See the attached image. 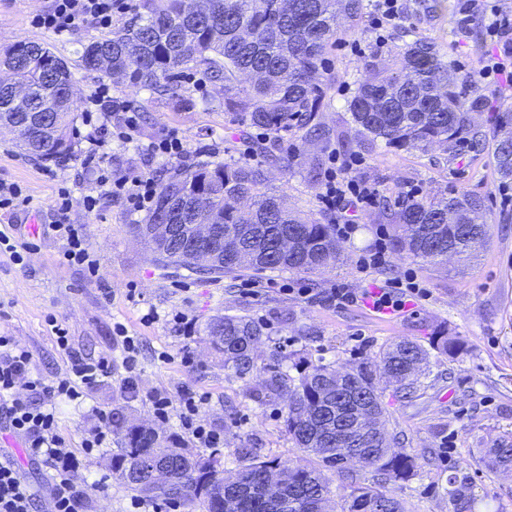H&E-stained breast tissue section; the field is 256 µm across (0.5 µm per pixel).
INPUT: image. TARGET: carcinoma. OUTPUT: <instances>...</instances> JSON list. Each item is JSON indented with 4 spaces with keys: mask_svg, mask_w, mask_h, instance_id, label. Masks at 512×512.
Returning <instances> with one entry per match:
<instances>
[{
    "mask_svg": "<svg viewBox=\"0 0 512 512\" xmlns=\"http://www.w3.org/2000/svg\"><path fill=\"white\" fill-rule=\"evenodd\" d=\"M364 0H142L135 18L83 47L86 68L125 79L161 97H177L178 78L185 70L203 67L224 81V113L264 130L276 142L281 133L323 136L322 112L329 108L319 75L327 71L328 55L345 26L363 16ZM106 55L110 66L94 59ZM0 65L12 67L14 83L31 94L13 95L0 81V121L18 130L19 146L45 162L58 163L74 155L75 107L63 90L74 77L67 62L46 44L19 41L5 49ZM56 99L51 124L58 135L42 138L29 132L33 113L43 101ZM479 96L467 94L456 69L436 45L418 37L396 48L388 62L366 66L347 101L359 140L349 149H367L378 139L402 149L452 148L476 139L474 114L482 111ZM499 178L512 181V128L499 125L494 149ZM267 169L249 162H212L177 167L160 185L157 201L137 234L156 260L195 271L192 244L163 246L146 230L159 223L167 197L204 192L208 210L189 219L224 225L226 246L217 251L206 271L218 277L243 270H288L315 273L325 265V253L340 255L333 224L288 208L284 197L263 191ZM454 221L448 222V214ZM393 246L432 264L447 263L448 250L470 257L487 233L485 200L469 194L450 196L428 192L401 195ZM294 236L285 251L280 242ZM213 351L224 355V366L244 381L258 371L255 349L263 341L262 326L245 316L218 317L206 326ZM430 352L408 338L394 339L366 361L338 376L331 365H314L288 378L269 364L262 388L287 399L284 426L297 447L315 456L321 466L350 480V492L337 500L322 471L291 465L276 458L245 452L237 483L222 486L218 460L186 452L171 437L153 428L125 426L112 413L120 448L109 458L112 472L132 490L157 498L179 500L201 512H405L387 485L406 482L421 468L419 457L393 451L397 435L379 386L396 387L405 398L429 369ZM345 448L368 456L366 467L376 482L356 481L347 467ZM176 459L169 485L156 487L151 470L160 461ZM483 465L491 471L512 467V433L482 449ZM444 494L452 512H474L469 477L448 479Z\"/></svg>",
    "mask_w": 512,
    "mask_h": 512,
    "instance_id": "1",
    "label": "carcinoma"
}]
</instances>
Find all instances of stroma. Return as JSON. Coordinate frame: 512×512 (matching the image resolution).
<instances>
[{
	"instance_id": "obj_1",
	"label": "stroma",
	"mask_w": 512,
	"mask_h": 512,
	"mask_svg": "<svg viewBox=\"0 0 512 512\" xmlns=\"http://www.w3.org/2000/svg\"><path fill=\"white\" fill-rule=\"evenodd\" d=\"M50 5L51 0H0V50L22 40L48 44L75 75V109L80 112L86 94L102 77L84 68L79 49L102 32L89 25L59 37L33 27V15ZM402 7L400 20L383 34H376L365 17L339 35L331 70L319 77L331 99L323 122L332 135L308 139L292 132L280 140L278 153L291 156L293 162L270 168L269 189L284 195L290 207L322 223H335V214L318 199L324 178L309 174L306 159L318 155L325 169L330 155L347 156L346 141L357 137L346 110L355 81L367 62L389 59L410 31L434 41L468 89L486 99V111L476 116L481 136L477 143L465 142L447 151L395 150L381 142L373 150L357 151V176L376 188L378 200L358 211L352 233L340 241L339 260L313 274L248 270L214 277L161 267L134 232L135 225L145 223L146 213L131 211L125 200L101 194L85 164L90 128L83 120L75 122L73 159L60 164L27 156L12 133L0 130V181L19 184L30 200L17 210H0V230H14L17 243L28 247L20 264L9 252L0 251V333L14 336L48 381L68 368L67 357L56 347L53 324L67 328L75 353L112 358L111 377L88 389L82 404L56 407L58 432L76 450L81 478L91 482L109 469L111 449L93 455L81 451L83 439L100 425L97 410L121 407L134 421L177 436L178 418L157 424L151 398L164 393L175 399L184 390L209 397L203 418L224 433L218 454L225 474L234 472L247 448L294 464L308 462V455L285 431L282 400L254 396L253 382L237 378L225 368L223 357L212 351L204 327L211 319L230 314L264 325L260 363L279 351L282 371L293 378L312 365H357L400 337L425 346L436 336L462 342L464 350L455 357L432 354L431 374L413 398H400L389 387L382 393L389 430L401 435L403 450L414 455L432 451L441 460L440 465L423 466L392 491L406 512H450L443 489L457 463L470 478L476 512H512V473L490 472L480 461L482 449L512 432V183H502L493 162L496 118L512 111V91L492 96L490 86L479 78L485 58L497 55L498 49L485 31L458 27L459 0H403ZM195 74L205 86L186 84L182 101L126 81L112 82L113 96L136 112L139 124L133 141L109 144L105 165L161 181L176 163L147 156L145 150L173 132L186 147L183 165L230 159L258 162L255 147L262 140L260 130L229 123L223 82L207 77L201 68ZM62 187L71 198L65 211L57 206ZM436 188L486 199L490 229L469 262L434 266L389 246L396 225L384 212L382 199L401 191ZM88 196L98 197L95 210L85 208ZM62 222L83 233L91 266L63 262L66 241L56 230ZM381 244L388 247L386 263L360 272L358 259ZM408 274L422 288V295L405 302L402 311L377 315L373 296ZM332 288L349 289L359 300L329 303L326 295ZM178 312L192 319L191 334H183L172 322ZM120 325L139 339L133 397L121 388L126 371L116 340ZM186 347L194 354L188 366L180 361ZM2 452L12 456L23 479L34 488L35 512H46L45 469L28 457L22 441L7 431L0 415Z\"/></svg>"
}]
</instances>
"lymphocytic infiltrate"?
Here are the masks:
<instances>
[{"label": "lymphocytic infiltrate", "instance_id": "obj_1", "mask_svg": "<svg viewBox=\"0 0 512 512\" xmlns=\"http://www.w3.org/2000/svg\"><path fill=\"white\" fill-rule=\"evenodd\" d=\"M130 9L131 0H52L50 8L39 14L35 23L61 35L88 25L106 30L111 28L113 16ZM476 14L487 17V34L501 47L498 57L491 59L479 75L484 79L500 75L512 86V13L499 9L491 0H462L460 26H468ZM88 107L100 118H115L117 139L132 138L138 117L124 101L113 98L101 87L91 93ZM352 171V164L345 162L340 175L327 176L320 194L327 209L347 211L352 198L360 204L373 202L375 189L352 178ZM95 176L107 194L125 197L134 210L151 208L156 195L151 177L115 173L104 166L97 167ZM53 331L59 350L70 356V367L65 376L51 384L35 372L29 351L19 347L14 337L0 334V412L7 417L10 431L23 440L27 454L47 469L49 512H81L88 499V484L78 479V460L58 433L54 400L63 397L79 401L85 390L110 375L112 359L107 355L84 358L72 354L67 329L57 325ZM204 403V398L187 391L176 400L162 394L153 399L160 421L178 416L184 432L199 447H223V434L201 419ZM34 505L35 493L21 479L13 462L0 459V512H32Z\"/></svg>", "mask_w": 512, "mask_h": 512}]
</instances>
